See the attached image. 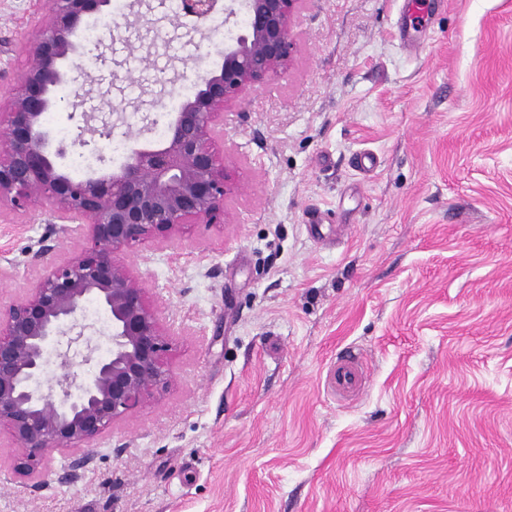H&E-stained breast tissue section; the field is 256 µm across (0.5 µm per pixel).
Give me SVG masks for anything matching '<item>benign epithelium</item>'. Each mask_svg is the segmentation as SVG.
<instances>
[{
  "label": "benign epithelium",
  "instance_id": "obj_1",
  "mask_svg": "<svg viewBox=\"0 0 512 512\" xmlns=\"http://www.w3.org/2000/svg\"><path fill=\"white\" fill-rule=\"evenodd\" d=\"M245 33L224 48L219 70L181 100L158 148L134 149L119 168L75 178L58 159L46 114L58 105L53 92L65 82L63 62L76 53L72 34L82 19L110 0H49L35 46L20 72L0 148V208L27 213L38 206L71 223L68 239L81 240L69 257L49 245L36 255L38 280L0 309V430L21 450L16 470L30 475L61 447L83 449L108 428L168 388L169 334L142 281L125 257L151 242L173 243L195 224H224L232 191L224 150V110L243 92L289 68L291 29L302 0H239ZM219 10V0H180V13L199 21ZM94 301L111 323L109 348L98 353L95 328L78 322ZM57 345L62 371L48 392L33 387L46 352ZM92 372L80 377L77 364Z\"/></svg>",
  "mask_w": 512,
  "mask_h": 512
}]
</instances>
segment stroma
<instances>
[{
    "mask_svg": "<svg viewBox=\"0 0 512 512\" xmlns=\"http://www.w3.org/2000/svg\"><path fill=\"white\" fill-rule=\"evenodd\" d=\"M409 2L302 0L288 70L225 110L223 224L129 259L171 335L168 389L84 462L59 449L31 476L1 432L0 512H512V0ZM46 7L0 0V101ZM243 19L214 33L130 0L78 40L88 78L58 89L52 139L87 111L124 118L121 155L98 139L89 174L160 144L155 123ZM45 243L78 247L47 208L0 213V306ZM347 349L367 381L340 398Z\"/></svg>",
    "mask_w": 512,
    "mask_h": 512,
    "instance_id": "35a3bbf8",
    "label": "stroma"
}]
</instances>
